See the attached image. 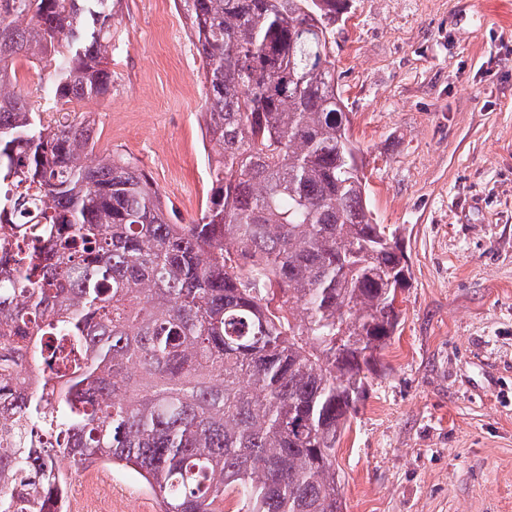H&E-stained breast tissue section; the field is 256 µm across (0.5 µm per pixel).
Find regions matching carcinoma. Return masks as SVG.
Instances as JSON below:
<instances>
[{
    "instance_id": "cac0c4a2",
    "label": "carcinoma",
    "mask_w": 512,
    "mask_h": 512,
    "mask_svg": "<svg viewBox=\"0 0 512 512\" xmlns=\"http://www.w3.org/2000/svg\"><path fill=\"white\" fill-rule=\"evenodd\" d=\"M116 4L0 0V512H67L60 455L163 512H344L336 447L410 279L336 82L344 2L177 0L213 150L186 224L64 110L112 93ZM16 70L19 81L28 88L24 91L31 93L34 97L44 94L43 90L47 83V76L44 71L34 69L24 60L16 63Z\"/></svg>"
}]
</instances>
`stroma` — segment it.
<instances>
[{
	"instance_id": "stroma-1",
	"label": "stroma",
	"mask_w": 512,
	"mask_h": 512,
	"mask_svg": "<svg viewBox=\"0 0 512 512\" xmlns=\"http://www.w3.org/2000/svg\"><path fill=\"white\" fill-rule=\"evenodd\" d=\"M500 0H347L336 77L402 325L336 453L344 512H512V20ZM97 154L139 160L172 221L208 180L201 60L174 0H121ZM98 512H152L112 470Z\"/></svg>"
}]
</instances>
